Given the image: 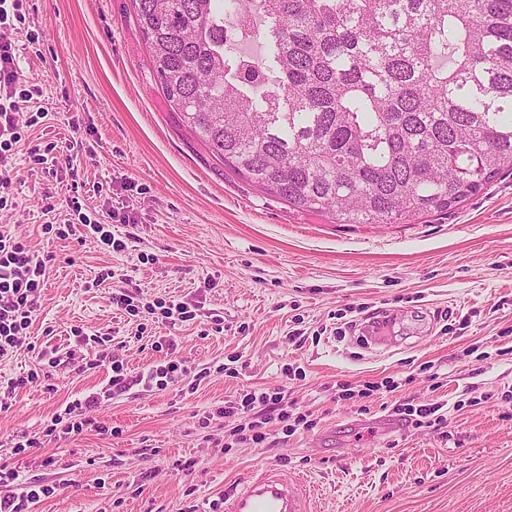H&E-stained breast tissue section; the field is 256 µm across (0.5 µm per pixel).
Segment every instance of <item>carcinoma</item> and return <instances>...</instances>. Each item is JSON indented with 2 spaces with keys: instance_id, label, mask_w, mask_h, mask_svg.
<instances>
[{
  "instance_id": "cac0c4a2",
  "label": "carcinoma",
  "mask_w": 512,
  "mask_h": 512,
  "mask_svg": "<svg viewBox=\"0 0 512 512\" xmlns=\"http://www.w3.org/2000/svg\"><path fill=\"white\" fill-rule=\"evenodd\" d=\"M131 2L180 121L292 207L410 224L512 171V0ZM256 16L268 61L226 54Z\"/></svg>"
}]
</instances>
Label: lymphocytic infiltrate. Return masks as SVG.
I'll return each mask as SVG.
<instances>
[{
	"mask_svg": "<svg viewBox=\"0 0 512 512\" xmlns=\"http://www.w3.org/2000/svg\"><path fill=\"white\" fill-rule=\"evenodd\" d=\"M23 0H0V213L14 209L16 203L9 189L12 185L13 147L21 142L24 131L43 119L42 110L32 107L33 91L21 88L22 70L19 65L20 48L8 34L9 28L26 20L22 12ZM81 195L65 200L72 219L94 235L100 246L108 251L124 249L122 240L113 237L108 225L92 218L83 210L85 198L99 194V183L85 182ZM47 265L38 252L23 239L0 225V361L11 358L23 346L22 335L37 318L38 298L46 278ZM111 301L133 317L160 314L166 323L191 320L187 302L171 301L161 306L145 305L136 300L133 291L120 287L111 294ZM253 413V421L234 433L233 443L252 441L259 444L267 438L270 424L293 422L294 426L312 428L307 415L292 416L284 402L283 393L258 394L245 392L237 400L228 402L224 415Z\"/></svg>",
	"mask_w": 512,
	"mask_h": 512,
	"instance_id": "1",
	"label": "lymphocytic infiltrate"
}]
</instances>
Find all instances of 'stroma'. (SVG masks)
Here are the masks:
<instances>
[{
  "label": "stroma",
  "instance_id": "1",
  "mask_svg": "<svg viewBox=\"0 0 512 512\" xmlns=\"http://www.w3.org/2000/svg\"><path fill=\"white\" fill-rule=\"evenodd\" d=\"M23 10L13 37L46 117L15 147L6 222L48 258L49 276L29 349L0 363L2 383L34 368L42 380L0 392V464L53 487L28 512H207L265 464L310 474L314 512H512V173L413 224L333 223L234 175L182 125L131 0H24ZM50 143L77 155V171L28 163L29 148ZM78 181L102 183L85 205L124 250L56 235ZM108 270L142 302L189 303L193 319L148 325L174 339V354L153 350L111 304L114 280L98 279ZM79 331L109 340L81 346ZM56 347L73 360L39 368L35 349ZM173 356L189 372L166 388L109 385L113 361L135 373ZM227 363L235 376L221 373ZM340 380L379 389L341 400ZM246 390L284 392L313 428L275 424L264 443L226 448L244 418L221 409ZM90 394L94 424L45 435ZM435 402L434 425L385 434L376 424L399 405ZM21 435L40 447L14 454ZM189 459L190 471H174Z\"/></svg>",
  "mask_w": 512,
  "mask_h": 512
}]
</instances>
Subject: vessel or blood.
<instances>
[{"instance_id":"b4317fda","label":"vessel or blood","mask_w":512,"mask_h":512,"mask_svg":"<svg viewBox=\"0 0 512 512\" xmlns=\"http://www.w3.org/2000/svg\"><path fill=\"white\" fill-rule=\"evenodd\" d=\"M317 494L307 474L270 465L256 471L223 500L220 512H311Z\"/></svg>"}]
</instances>
